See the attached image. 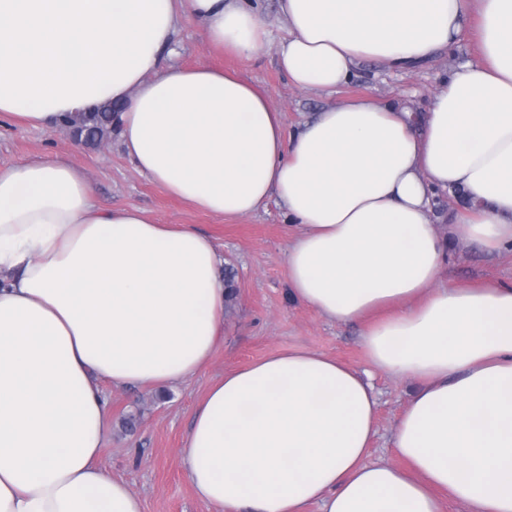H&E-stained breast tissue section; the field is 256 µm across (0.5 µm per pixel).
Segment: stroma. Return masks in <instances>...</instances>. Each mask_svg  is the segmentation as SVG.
Here are the masks:
<instances>
[{
  "instance_id": "1",
  "label": "stroma",
  "mask_w": 512,
  "mask_h": 512,
  "mask_svg": "<svg viewBox=\"0 0 512 512\" xmlns=\"http://www.w3.org/2000/svg\"><path fill=\"white\" fill-rule=\"evenodd\" d=\"M257 6L272 38L253 57L213 49L196 22L186 17L174 60L187 67H219L249 81L282 112L289 132L323 108L363 94L422 111L442 78L478 59L475 43L465 31L452 51L415 69L392 72L365 60L337 91H303L291 84L276 62L278 43L285 36L279 0H257ZM45 156L64 158L80 169L102 206H137L158 223L187 224L211 238L234 277L236 291L224 313V338L205 369L161 389L104 387L110 399V430L100 463L128 483L141 498L144 512H208L197 500L182 463V442L195 406L224 374L294 346L366 373L379 400L370 458L394 461L391 437L412 385L371 367L362 347V324L329 322L290 296L287 253L300 229L288 223L276 201L254 215L223 219L169 196L141 175L127 157L119 132L108 135L103 146L86 147L76 144L71 130L62 125L49 130L0 126V161L18 164ZM443 268L458 285L481 280L512 283V253L491 255L476 243L452 247Z\"/></svg>"
}]
</instances>
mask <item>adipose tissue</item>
I'll return each mask as SVG.
<instances>
[{
	"mask_svg": "<svg viewBox=\"0 0 512 512\" xmlns=\"http://www.w3.org/2000/svg\"><path fill=\"white\" fill-rule=\"evenodd\" d=\"M280 68L333 92L356 65L406 71L474 20L479 60L425 111L373 95L293 132L254 86L172 56L182 18L248 57L270 32L251 0H0V121L49 129L120 105L126 155L165 191L235 218L277 200L301 233L291 294L364 325L375 369L413 382L370 461L379 402L356 369L302 346L225 374L183 442L216 512H512V285H439L452 241L512 251V0H279ZM473 207L447 231L437 194ZM224 259L184 224L100 206L61 158L0 164V512H143L98 463L103 383L196 375L224 336Z\"/></svg>",
	"mask_w": 512,
	"mask_h": 512,
	"instance_id": "obj_1",
	"label": "adipose tissue"
}]
</instances>
